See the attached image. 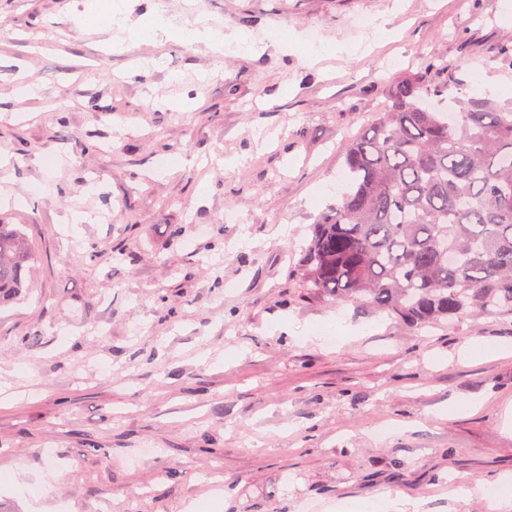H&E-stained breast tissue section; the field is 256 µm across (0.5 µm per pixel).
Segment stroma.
<instances>
[{"label": "stroma", "mask_w": 512, "mask_h": 512, "mask_svg": "<svg viewBox=\"0 0 512 512\" xmlns=\"http://www.w3.org/2000/svg\"><path fill=\"white\" fill-rule=\"evenodd\" d=\"M95 2L0 0V222L36 256L0 305V512H28L18 483L41 512H337L385 491L489 512L471 488L512 474V314L418 331L296 270L347 138L422 60L448 88L431 108L512 105V0H124L117 30ZM214 28L247 41L214 52ZM482 339L498 350L460 356Z\"/></svg>", "instance_id": "35a3bbf8"}]
</instances>
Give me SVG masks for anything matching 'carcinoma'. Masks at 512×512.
Returning a JSON list of instances; mask_svg holds the SVG:
<instances>
[{"mask_svg":"<svg viewBox=\"0 0 512 512\" xmlns=\"http://www.w3.org/2000/svg\"><path fill=\"white\" fill-rule=\"evenodd\" d=\"M425 62L345 145L344 190L319 216L298 274L306 293L376 307L412 328L512 313V107L471 98L435 112ZM35 260L0 224V303Z\"/></svg>","mask_w":512,"mask_h":512,"instance_id":"carcinoma-1","label":"carcinoma"}]
</instances>
